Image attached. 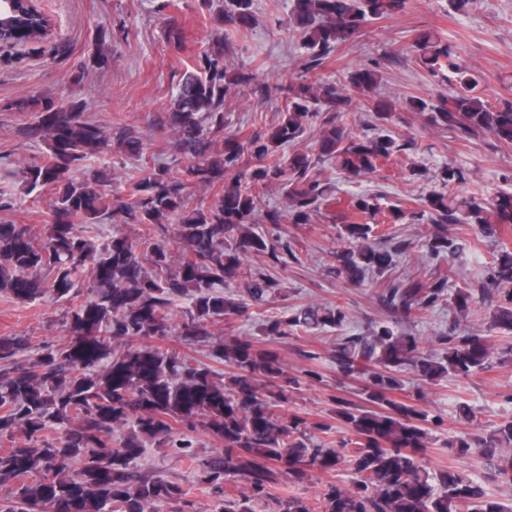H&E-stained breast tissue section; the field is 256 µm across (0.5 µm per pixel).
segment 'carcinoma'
Returning <instances> with one entry per match:
<instances>
[{
	"instance_id": "1",
	"label": "carcinoma",
	"mask_w": 512,
	"mask_h": 512,
	"mask_svg": "<svg viewBox=\"0 0 512 512\" xmlns=\"http://www.w3.org/2000/svg\"><path fill=\"white\" fill-rule=\"evenodd\" d=\"M406 0H294L289 27L306 50L304 69L323 67L339 46L367 24L404 10ZM213 20L232 31L247 29L254 20L253 0H224ZM46 19L21 2L0 17L9 30L3 45L15 46L42 39ZM413 58L430 74L443 69L456 75L458 90L451 96L409 98V108L437 128L464 136L488 133L512 144V103L492 107L475 95L476 73L456 62L452 47L429 32L412 43ZM376 71L360 68L332 81L288 84L282 121L268 133H254L242 143L224 138V150L213 152L211 135L224 131V97L229 78L224 44L212 45L199 69L179 82L165 123L178 135L177 147L186 157L183 169L146 167L130 183V201L112 204L105 189L104 171L84 169L92 158L112 150L139 155V133L125 125L117 132L85 116L83 102H55L31 98L19 109L33 113V121L19 128L26 139H40L47 160L24 171L27 193L51 189V230L40 245L26 224L0 221V291L20 300H33L47 291L58 297L71 292L74 277L88 275L91 293L71 313V341L49 349L25 365L0 371V436L17 427L30 443L0 454V486L11 488L0 501V512H163L187 492L175 482L141 475L131 463L145 452V443H169L179 456L191 460L211 493L218 497L216 512H256L271 500V488L286 475L302 483L314 469L333 472L346 467L350 483L325 486L320 512H512V499L489 494L470 474L459 469L431 471L423 464L430 441L427 413L415 404L389 398L401 387L399 373L411 367L424 385L450 374L468 377L487 368L492 337L471 325L477 310L471 294L458 291L453 305L458 323L438 337L441 354L425 352L424 340L408 332L380 325L365 335L345 336L336 343L334 359L346 376H366L367 405L337 400L336 416L354 438L336 447L310 446L307 421L285 416L288 396L277 352L242 336H226L213 356L230 369L228 376L177 352L141 345L117 350L112 339L137 340L168 335V315L175 302L191 297V307L178 326L179 336L197 341L211 335L209 327L245 311V304L224 293L234 282L257 304L277 282L254 275L242 257L266 253L277 264H288V246H276L253 231L258 217L269 224L287 218L308 224L329 201L332 185L323 178L330 162L352 181L374 173L392 157L405 153L411 142L403 136H353L343 123L352 90L361 110L384 120L393 102L376 95ZM313 119L321 135L315 153L294 151ZM259 163H243L245 149ZM464 180L463 172H441V189L421 199L420 211L389 209L396 223L429 213L433 224L427 247L438 256L450 248L448 225L475 224L488 236L512 231V193L488 200L476 193L457 200L448 193ZM190 183L214 190L211 202L185 193ZM277 183L285 192L288 211L261 209L262 192ZM383 213L374 198L353 194L338 215L346 219L349 246L333 253L339 273L354 282L374 269H383L402 252L368 243L372 226L361 215ZM141 227L143 244L153 270L145 268L138 244L126 236H102L99 224ZM233 238L226 247L224 240ZM179 247L171 266L170 244ZM54 274L46 285L42 274ZM494 286L496 305L487 331L512 332V255L503 254L486 270ZM450 277L431 284L419 279L400 282L382 296L393 317L413 322L448 294ZM344 308L307 306L288 319L267 321V335L284 338L312 325L340 328ZM23 350L16 338H0V359L10 361ZM271 388L260 392L259 384ZM198 428L224 443L216 455L197 457L189 439L177 437L174 426ZM129 435L114 443V427ZM51 431L54 437L47 438ZM448 451L458 457L474 452L492 462L489 481L512 487V419L477 438L448 439ZM36 479L29 480V477ZM235 478L244 491L232 497L224 486ZM276 512H312L300 497L275 500Z\"/></svg>"
}]
</instances>
